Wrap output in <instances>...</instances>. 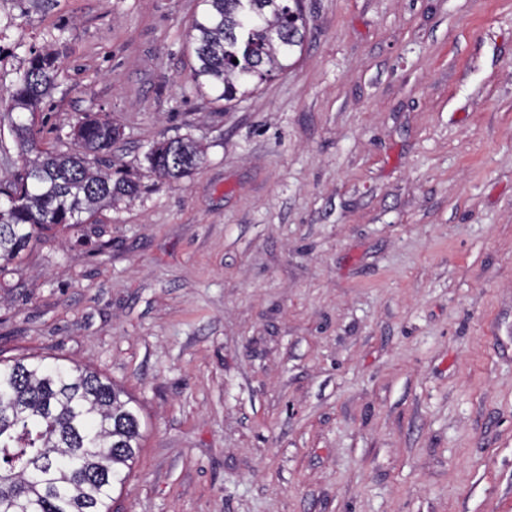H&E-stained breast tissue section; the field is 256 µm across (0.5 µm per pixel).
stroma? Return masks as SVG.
<instances>
[{"label":"stroma","instance_id":"35a3bbf8","mask_svg":"<svg viewBox=\"0 0 512 512\" xmlns=\"http://www.w3.org/2000/svg\"><path fill=\"white\" fill-rule=\"evenodd\" d=\"M251 96L192 79L198 0H0V91L91 114L141 185L0 263V358L137 400L113 512H512V0H302ZM201 147L191 175L153 145ZM198 145L186 138H174L154 146L148 153L150 171L159 178L180 180L187 177L201 160Z\"/></svg>","mask_w":512,"mask_h":512}]
</instances>
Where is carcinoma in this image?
<instances>
[{"instance_id":"cac0c4a2","label":"carcinoma","mask_w":512,"mask_h":512,"mask_svg":"<svg viewBox=\"0 0 512 512\" xmlns=\"http://www.w3.org/2000/svg\"><path fill=\"white\" fill-rule=\"evenodd\" d=\"M301 0H200L190 42L199 90L230 102L250 93L306 40ZM58 57L38 53L0 107L18 117L10 127L29 158L0 179V260L25 250L34 233L93 223L97 211L140 184L104 168L119 137L111 121L87 115L73 128L75 153L38 147L33 126L39 105L55 86ZM150 171L168 180L192 173L198 145L174 138L154 146ZM139 406L120 386L77 364L0 362V512H110L141 448Z\"/></svg>"}]
</instances>
